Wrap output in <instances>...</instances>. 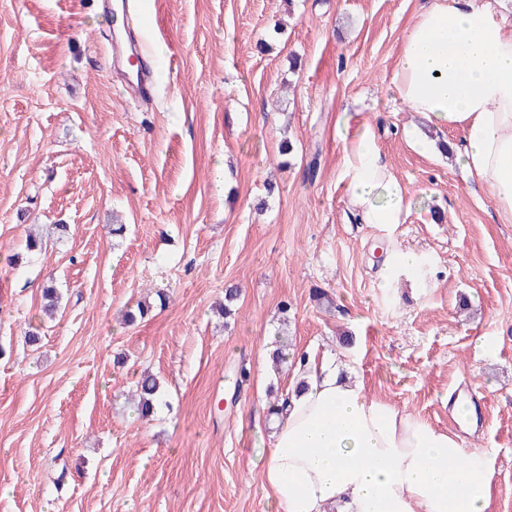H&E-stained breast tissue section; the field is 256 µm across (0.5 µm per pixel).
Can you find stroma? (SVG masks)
I'll return each mask as SVG.
<instances>
[{
  "instance_id": "obj_1",
  "label": "stroma",
  "mask_w": 512,
  "mask_h": 512,
  "mask_svg": "<svg viewBox=\"0 0 512 512\" xmlns=\"http://www.w3.org/2000/svg\"><path fill=\"white\" fill-rule=\"evenodd\" d=\"M425 4L148 0L144 107L108 73L100 0H0V512H266L267 405L294 376L269 360L282 332L446 432L472 387L485 427L463 441L492 450L491 510L512 512V224L454 158L405 140L422 120L392 77ZM355 113L417 195L405 223L351 213L336 127ZM405 249L420 266L383 287ZM160 289L165 307L122 324ZM145 370L162 385L149 421L128 403ZM421 261L420 253L406 250L396 255L393 260L384 266L383 280L387 282L395 269L405 271L416 268Z\"/></svg>"
}]
</instances>
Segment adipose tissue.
<instances>
[{"mask_svg":"<svg viewBox=\"0 0 512 512\" xmlns=\"http://www.w3.org/2000/svg\"><path fill=\"white\" fill-rule=\"evenodd\" d=\"M393 88L429 126L460 132L457 162L512 224V25L490 0H430L403 35ZM341 142V178L360 223H404L415 197L371 127ZM261 472L267 512L491 508L486 449L367 396L326 357L299 365Z\"/></svg>","mask_w":512,"mask_h":512,"instance_id":"1","label":"adipose tissue"}]
</instances>
